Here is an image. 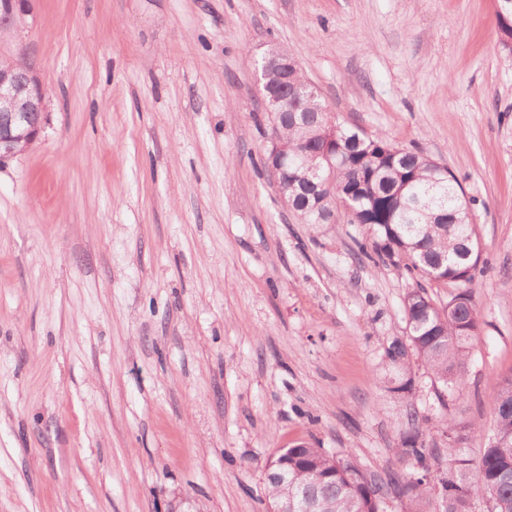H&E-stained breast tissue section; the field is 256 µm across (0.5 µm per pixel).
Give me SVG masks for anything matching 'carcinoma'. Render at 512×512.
Masks as SVG:
<instances>
[{
    "label": "carcinoma",
    "mask_w": 512,
    "mask_h": 512,
    "mask_svg": "<svg viewBox=\"0 0 512 512\" xmlns=\"http://www.w3.org/2000/svg\"><path fill=\"white\" fill-rule=\"evenodd\" d=\"M499 41L512 51V11L496 13ZM322 103L305 80L295 74L288 85V111L270 113L264 161L272 154L287 165L286 201L303 224H330L343 202L349 224L374 229L373 251L411 278L470 283L480 263L476 224L455 174L420 152L400 148L382 134H368L344 124L331 129L320 116ZM330 155L332 165L323 160ZM406 340L396 339L388 361L404 370L391 388L400 396L413 389L409 357L420 359L435 380L463 393L469 346L479 336L480 319L472 292L461 290L437 306L424 289L404 297ZM496 427L477 466L463 456L450 470L431 474L430 449L419 431L403 436L399 454L412 457L422 472L393 473L378 479L350 455H333L310 444L288 454V486L296 509L304 512H384L383 493L396 492L409 501L436 498L438 512H472L479 496L489 512H512V377L501 381L494 395Z\"/></svg>",
    "instance_id": "cac0c4a2"
}]
</instances>
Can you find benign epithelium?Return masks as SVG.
Listing matches in <instances>:
<instances>
[{
    "label": "benign epithelium",
    "mask_w": 512,
    "mask_h": 512,
    "mask_svg": "<svg viewBox=\"0 0 512 512\" xmlns=\"http://www.w3.org/2000/svg\"><path fill=\"white\" fill-rule=\"evenodd\" d=\"M36 0H0V29L14 33L27 17L34 15ZM8 68L0 69V165L25 153L40 138L45 123L43 85L37 70L27 61L7 59ZM274 69L283 81L288 70L298 69V61L272 51L261 61L260 78ZM288 457L266 468V477L277 483L282 500L271 512H294L295 503L288 497Z\"/></svg>",
    "instance_id": "benign-epithelium-1"
}]
</instances>
